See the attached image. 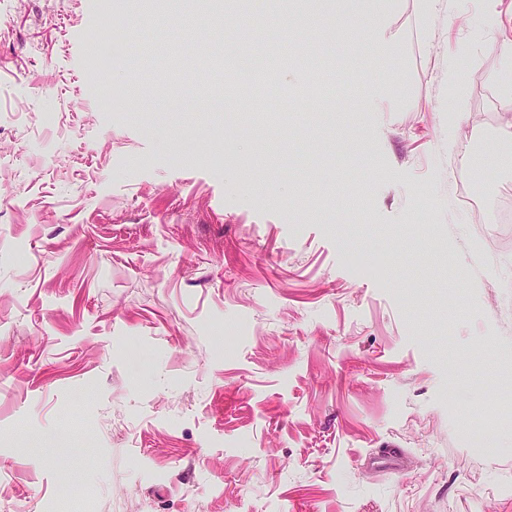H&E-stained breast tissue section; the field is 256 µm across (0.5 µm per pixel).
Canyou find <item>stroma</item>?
Masks as SVG:
<instances>
[{
  "instance_id": "obj_1",
  "label": "stroma",
  "mask_w": 512,
  "mask_h": 512,
  "mask_svg": "<svg viewBox=\"0 0 512 512\" xmlns=\"http://www.w3.org/2000/svg\"><path fill=\"white\" fill-rule=\"evenodd\" d=\"M268 10L0 0V512H512V0Z\"/></svg>"
}]
</instances>
